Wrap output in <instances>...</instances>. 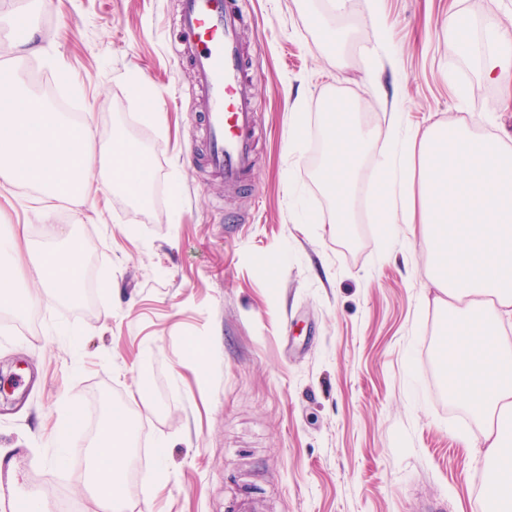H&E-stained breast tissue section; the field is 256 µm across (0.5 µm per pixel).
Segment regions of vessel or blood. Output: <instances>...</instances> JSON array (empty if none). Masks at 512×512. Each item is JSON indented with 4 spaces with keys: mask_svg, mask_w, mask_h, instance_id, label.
Wrapping results in <instances>:
<instances>
[{
    "mask_svg": "<svg viewBox=\"0 0 512 512\" xmlns=\"http://www.w3.org/2000/svg\"><path fill=\"white\" fill-rule=\"evenodd\" d=\"M236 0H181L177 34L205 101V162L226 186L241 185L254 162L257 109Z\"/></svg>",
    "mask_w": 512,
    "mask_h": 512,
    "instance_id": "b4317fda",
    "label": "vessel or blood"
}]
</instances>
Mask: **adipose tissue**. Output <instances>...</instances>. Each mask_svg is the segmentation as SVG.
Here are the masks:
<instances>
[{
    "instance_id": "1",
    "label": "adipose tissue",
    "mask_w": 512,
    "mask_h": 512,
    "mask_svg": "<svg viewBox=\"0 0 512 512\" xmlns=\"http://www.w3.org/2000/svg\"><path fill=\"white\" fill-rule=\"evenodd\" d=\"M462 14L448 19V46L484 59V77L512 88V34L496 19L480 41L461 40ZM319 182L334 223L350 215L342 204L373 134L330 111ZM389 143L404 144L378 168L386 183L380 221L406 225L427 250V279L446 318L443 357L454 376L450 395L483 425L485 487L490 512H512V139L476 136L460 123L424 132L389 125ZM82 250L72 237L45 252L35 267L48 297L81 284ZM124 409L108 412L92 450L91 484L100 512H113L129 456Z\"/></svg>"
}]
</instances>
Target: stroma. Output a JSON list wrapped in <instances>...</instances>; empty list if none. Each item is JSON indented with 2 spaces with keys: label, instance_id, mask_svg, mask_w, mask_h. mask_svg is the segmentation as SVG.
Segmentation results:
<instances>
[{
  "label": "stroma",
  "instance_id": "35a3bbf8",
  "mask_svg": "<svg viewBox=\"0 0 512 512\" xmlns=\"http://www.w3.org/2000/svg\"><path fill=\"white\" fill-rule=\"evenodd\" d=\"M254 51L258 161L235 197L195 167L203 98L176 55L177 0H0V70L56 111L89 116L95 136L120 132L157 172L144 206L115 189L77 203L43 189L0 187V232L23 229L32 251L58 231L84 247L77 300L47 302L28 266L27 313L0 310V512L37 494L46 512H96L87 451L107 411L124 406L130 463L119 512H484L482 428L448 398L441 315L425 301L424 245L372 221L383 187L391 113L405 127L461 122L478 136L512 131V108L482 62L451 53L448 17L465 38L487 16L512 32V0H348L340 47L324 43L304 0H239ZM25 9L40 52L14 60L10 15ZM382 13V55L373 24ZM377 135L344 204L354 244L329 223L318 172L326 97ZM162 113L155 121L154 113ZM179 183L181 201L171 199ZM209 357L198 374L186 353ZM77 402L84 426L57 431ZM166 442L165 478L155 452Z\"/></svg>",
  "mask_w": 512,
  "mask_h": 512
}]
</instances>
